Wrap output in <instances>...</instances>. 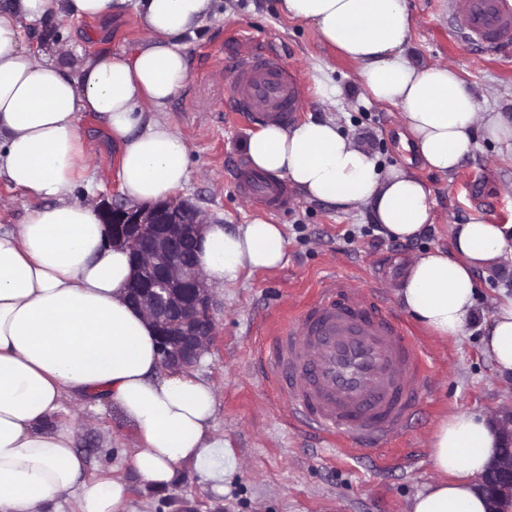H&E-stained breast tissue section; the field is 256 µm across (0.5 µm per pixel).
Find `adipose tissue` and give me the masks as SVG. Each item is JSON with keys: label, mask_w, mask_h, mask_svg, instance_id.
I'll return each instance as SVG.
<instances>
[{"label": "adipose tissue", "mask_w": 512, "mask_h": 512, "mask_svg": "<svg viewBox=\"0 0 512 512\" xmlns=\"http://www.w3.org/2000/svg\"><path fill=\"white\" fill-rule=\"evenodd\" d=\"M288 18L361 66L365 92L400 109L423 164L454 172L475 127L512 141V120L482 111L453 65L423 67L407 50L406 0H279ZM135 12L144 36L130 51L109 49L69 62L55 35L68 19L108 20ZM213 0H0V178L30 205L20 224L0 229V512H132L129 473L163 488L185 464L224 492L240 460L214 423L216 389L195 372L161 364L155 330L132 307L126 251L109 247L94 203L74 190L92 149L79 126L91 113L120 160L122 192L133 203L169 198L188 177L190 148L162 116L188 78V39ZM42 43L26 45L24 23ZM252 170L296 187L305 199L348 212L369 207L398 240L432 223L431 190L403 168L380 169L330 119L285 128L266 124L245 142ZM512 250L501 225L475 216L452 227L451 248L433 249L407 269L400 302L436 337L474 320L480 269ZM282 225L262 219L208 225L197 260L208 286L234 285L247 270L286 258ZM502 375H512V298L497 304L481 338ZM112 402L136 428L130 466L92 470L73 446L68 404ZM505 437L487 415L450 414L431 436L434 479L409 512H488L479 479Z\"/></svg>", "instance_id": "adipose-tissue-1"}]
</instances>
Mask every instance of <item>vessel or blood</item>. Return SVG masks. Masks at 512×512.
<instances>
[{"label":"vessel or blood","mask_w":512,"mask_h":512,"mask_svg":"<svg viewBox=\"0 0 512 512\" xmlns=\"http://www.w3.org/2000/svg\"><path fill=\"white\" fill-rule=\"evenodd\" d=\"M454 30L490 54L512 51V0H448ZM232 69L238 111L286 124L305 86L273 52H247ZM241 194L270 209L288 201L287 188L263 175L239 182ZM257 356L274 373V389L295 419L336 435L363 454L403 434L421 399L422 344L371 290L331 281L301 316L260 340Z\"/></svg>","instance_id":"1"}]
</instances>
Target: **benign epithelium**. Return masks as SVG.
<instances>
[{
	"instance_id": "benign-epithelium-1",
	"label": "benign epithelium",
	"mask_w": 512,
	"mask_h": 512,
	"mask_svg": "<svg viewBox=\"0 0 512 512\" xmlns=\"http://www.w3.org/2000/svg\"><path fill=\"white\" fill-rule=\"evenodd\" d=\"M97 212L109 244L131 255L135 278L129 298L158 331L163 367H195L216 339L217 301L193 257L208 224L204 213L178 196L148 206L103 198ZM504 425L508 446L481 479L493 499L512 497V408L504 412Z\"/></svg>"
}]
</instances>
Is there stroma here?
Masks as SVG:
<instances>
[{
    "mask_svg": "<svg viewBox=\"0 0 512 512\" xmlns=\"http://www.w3.org/2000/svg\"><path fill=\"white\" fill-rule=\"evenodd\" d=\"M411 18L410 57L423 66L453 64L475 92L482 109L512 111V55L493 57L462 43L448 22V0H407ZM57 34L82 39L83 55L120 50L143 35L135 14L112 21L67 20ZM273 45L286 67L299 69L306 95L299 120H336L342 132L378 159L381 168L400 166L433 192V222L413 240L370 231L368 209L342 214L305 200L289 189L281 209L249 204L236 180L245 166L243 144L262 122L232 115L230 64L251 39ZM188 79L167 104L165 118L190 147L189 176L178 194L197 205L208 220L228 226L262 218L283 225L284 265L271 272H244L217 295L218 341L200 368L217 393L216 422L240 458L225 492L205 487L193 467H181L175 481L152 489L130 478L134 506L145 512H408L410 499L431 481L430 437L437 424L459 411L498 415L512 407V376L498 373L480 338L497 303L512 297V256L501 270L477 272V319L463 336L441 340L420 326L396 292L409 263L436 247L449 248L450 228L481 215L512 226V151L484 138L450 174L425 167L404 141L399 110L365 92L358 64L324 43L308 24L283 16L277 0H216L215 14L196 31L187 57ZM97 146L92 169L75 191L98 199L118 181V154L95 115L79 119ZM362 288L377 289L410 332L425 341L432 358L422 383V402L407 436L366 455L344 452L343 438L324 440L303 427L270 387L272 371L255 354L267 326L299 311L319 285L333 275ZM74 442L95 467L131 449V427L104 404L95 427L82 423L84 409L72 407Z\"/></svg>",
    "mask_w": 512,
    "mask_h": 512,
    "instance_id": "35a3bbf8",
    "label": "stroma"
}]
</instances>
